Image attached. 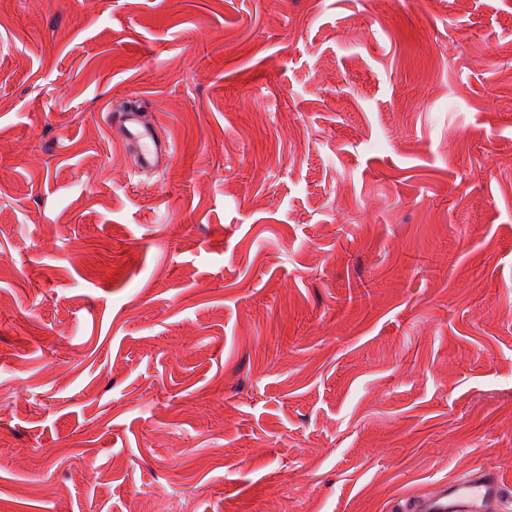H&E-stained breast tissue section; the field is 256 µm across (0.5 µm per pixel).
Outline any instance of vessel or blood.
<instances>
[{
	"label": "vessel or blood",
	"instance_id": "obj_1",
	"mask_svg": "<svg viewBox=\"0 0 512 512\" xmlns=\"http://www.w3.org/2000/svg\"><path fill=\"white\" fill-rule=\"evenodd\" d=\"M111 123L119 140L137 145L141 167L154 168L170 159L171 144L157 127L145 124L138 112L113 114ZM501 493L493 471L482 468L464 478L439 482L433 491L414 497L413 506L415 512H488Z\"/></svg>",
	"mask_w": 512,
	"mask_h": 512
}]
</instances>
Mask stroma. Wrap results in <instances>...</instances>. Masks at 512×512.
Returning a JSON list of instances; mask_svg holds the SVG:
<instances>
[{"mask_svg":"<svg viewBox=\"0 0 512 512\" xmlns=\"http://www.w3.org/2000/svg\"><path fill=\"white\" fill-rule=\"evenodd\" d=\"M481 467L512 512V0H0V512ZM111 123L119 140L132 142L138 147V156L142 168H154L169 161L172 146L155 126H149L141 120L136 111L111 114Z\"/></svg>","mask_w":512,"mask_h":512,"instance_id":"35a3bbf8","label":"stroma"}]
</instances>
